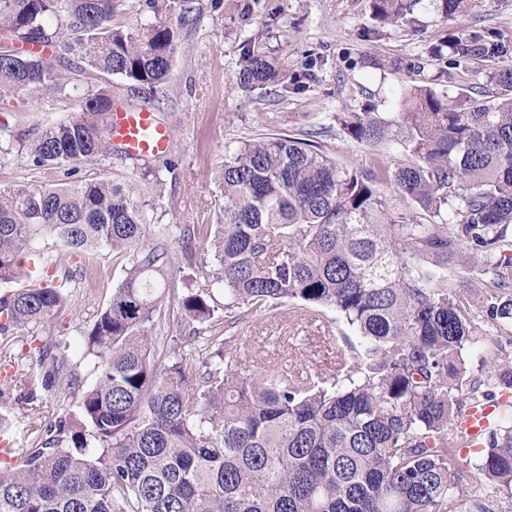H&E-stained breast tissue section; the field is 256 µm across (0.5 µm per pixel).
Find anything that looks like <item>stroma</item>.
I'll list each match as a JSON object with an SVG mask.
<instances>
[{
    "instance_id": "obj_1",
    "label": "stroma",
    "mask_w": 512,
    "mask_h": 512,
    "mask_svg": "<svg viewBox=\"0 0 512 512\" xmlns=\"http://www.w3.org/2000/svg\"><path fill=\"white\" fill-rule=\"evenodd\" d=\"M186 8L191 22L180 31L181 46L164 94L146 101L124 83L114 84L118 102L147 106L163 118L171 135L176 167L164 173L161 185L142 194L156 203L148 215L149 240L166 243L174 262L182 246L172 233L176 225L216 223L224 204V157L241 142L262 133L311 132L322 151L342 165L409 163L411 156L399 141L356 143L342 132L337 117L371 106L395 117L399 106L393 91L401 85L431 86L451 96L470 89L495 96L499 88L485 66L454 64L441 46L455 30L467 36L495 34L512 47V0H474L454 23L431 0H417L407 18L394 24L375 21L370 0H187ZM247 43L296 74L303 90L285 100L271 89L243 90L236 73ZM369 57L395 60L402 68L397 73L370 68L364 64ZM74 113L73 101L24 90L17 100L0 105V134L28 140L38 128ZM129 261L128 254L99 249L85 278H74L70 285L69 312L37 334L38 341L66 351L83 386L97 380L93 361L83 356V333L123 279ZM327 325L332 328L328 334L323 331ZM226 333L237 337L247 365L294 360L310 373L326 374L349 329L326 309L292 317L257 312ZM507 353L512 354V328H495L470 350L469 362L484 375ZM4 364L10 378L0 381V413L12 412L13 424L0 431V441L25 448L35 432L56 419L63 400L32 383L39 367L29 346L0 343Z\"/></svg>"
}]
</instances>
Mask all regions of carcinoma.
I'll return each mask as SVG.
<instances>
[{"label": "carcinoma", "instance_id": "obj_1", "mask_svg": "<svg viewBox=\"0 0 512 512\" xmlns=\"http://www.w3.org/2000/svg\"><path fill=\"white\" fill-rule=\"evenodd\" d=\"M456 20L473 0H434ZM155 21H114V0H0V104L22 90L73 98L78 110L26 144L0 137V158L18 150L55 184L0 190V336L34 333L66 314L73 273L42 272L35 286L19 258L40 233L65 260L109 247L131 255L124 280L84 339L99 371L84 389L66 355L49 361L42 387L74 399L35 437L23 467H0V512H463L468 486L491 488L494 507L512 506V401L496 415L465 474L456 429L463 404L494 390L512 394V358L478 376L466 354L488 321L512 324V67L491 80L504 93L481 101L428 86L399 89L403 111L336 117L353 141H400L414 157L386 170L340 165L307 138L273 134L224 157V208L208 225L179 229L207 240L211 269L186 249L192 271L173 296L176 319L205 335L189 350L154 336L166 312L168 251L144 243L137 185L160 183L166 156L136 158L124 181L80 175L112 158V83L153 96L163 90L187 23L181 0H146ZM407 0H371L375 20L405 18ZM448 48L494 62L492 37ZM239 85L300 90L275 62L242 47ZM423 211L405 212L386 194ZM224 293L219 303L214 291ZM336 311L359 344L336 350L331 373L304 375L265 365L243 374L224 324L252 310Z\"/></svg>", "mask_w": 512, "mask_h": 512}]
</instances>
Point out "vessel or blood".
Masks as SVG:
<instances>
[{
  "label": "vessel or blood",
  "instance_id": "obj_1",
  "mask_svg": "<svg viewBox=\"0 0 512 512\" xmlns=\"http://www.w3.org/2000/svg\"><path fill=\"white\" fill-rule=\"evenodd\" d=\"M112 139L132 157L164 155L172 148L167 128L158 122L154 112L145 107L113 112ZM494 410L490 403L468 410L464 428L470 444H477Z\"/></svg>",
  "mask_w": 512,
  "mask_h": 512
}]
</instances>
